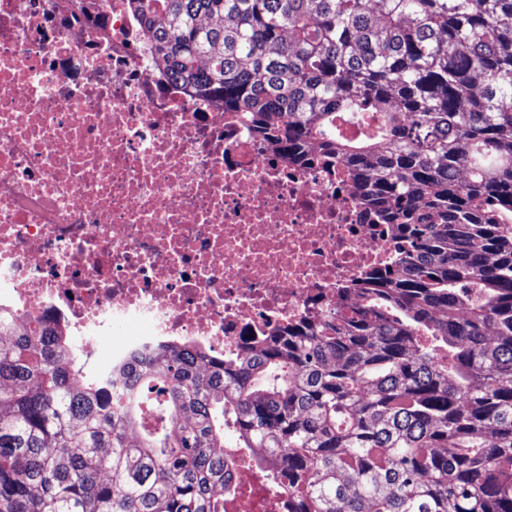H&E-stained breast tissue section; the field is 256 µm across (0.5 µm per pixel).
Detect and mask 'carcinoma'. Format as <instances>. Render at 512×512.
Here are the masks:
<instances>
[{
	"mask_svg": "<svg viewBox=\"0 0 512 512\" xmlns=\"http://www.w3.org/2000/svg\"><path fill=\"white\" fill-rule=\"evenodd\" d=\"M127 2L172 78L346 158L398 268L248 367L163 345L129 383L0 313V512H224L227 433L288 512H512V0Z\"/></svg>",
	"mask_w": 512,
	"mask_h": 512,
	"instance_id": "1",
	"label": "carcinoma"
}]
</instances>
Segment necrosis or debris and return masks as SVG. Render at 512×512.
<instances>
[{
  "label": "necrosis or debris",
  "instance_id": "4bbe7bcc",
  "mask_svg": "<svg viewBox=\"0 0 512 512\" xmlns=\"http://www.w3.org/2000/svg\"><path fill=\"white\" fill-rule=\"evenodd\" d=\"M346 160L308 164L150 60L125 0H0V311L121 375L159 345L247 362V336L336 318L392 262ZM108 361H100L103 337ZM225 448V512H284Z\"/></svg>",
  "mask_w": 512,
  "mask_h": 512
}]
</instances>
